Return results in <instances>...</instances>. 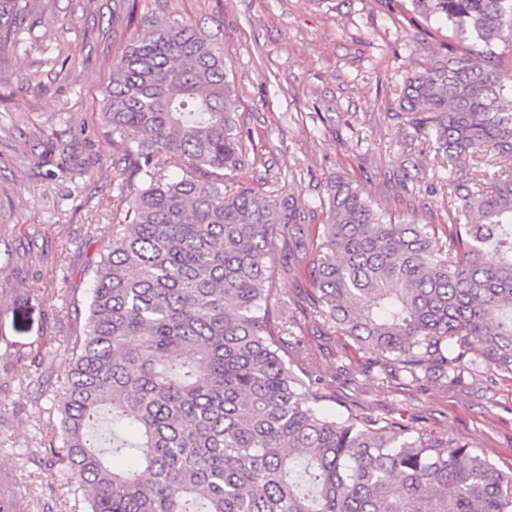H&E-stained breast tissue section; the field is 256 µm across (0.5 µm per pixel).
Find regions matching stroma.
Masks as SVG:
<instances>
[{
	"mask_svg": "<svg viewBox=\"0 0 512 512\" xmlns=\"http://www.w3.org/2000/svg\"><path fill=\"white\" fill-rule=\"evenodd\" d=\"M137 21L114 25L109 0H48L37 17L45 50L68 56L65 71L39 74L25 87L35 55L0 58V423L27 454L1 455L15 474L13 491L27 512H73L50 490L40 439L64 385L71 337L81 335L92 262L112 240L120 151L98 112L109 64L142 19L186 21L221 49L235 82L231 109L252 150L227 192L284 191L316 197L327 182L360 185L393 216L418 224L448 221V188L416 177L435 149L413 139L400 113L406 77L425 69L448 40L447 27L411 20L402 0H138ZM83 131L77 153L91 171L71 179L46 136ZM409 150L408 163L399 153ZM277 294L295 319L296 345L315 377L351 407L415 429L469 441L500 469H512V381L467 374L457 383L432 378L419 387L385 383L367 355L305 311L308 279H280ZM50 350L38 371L10 365L6 345Z\"/></svg>",
	"mask_w": 512,
	"mask_h": 512,
	"instance_id": "1",
	"label": "stroma"
}]
</instances>
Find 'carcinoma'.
I'll list each match as a JSON object with an SVG mask.
<instances>
[{"mask_svg": "<svg viewBox=\"0 0 512 512\" xmlns=\"http://www.w3.org/2000/svg\"><path fill=\"white\" fill-rule=\"evenodd\" d=\"M38 0H0V54L40 41ZM451 32L407 78L401 108L447 172L450 223L397 222L338 179L313 200L224 193L250 135L234 81L193 26L152 22L114 56L100 108L140 187L118 186L92 271L86 332L43 436L53 480L82 512H512V471L460 438L351 409L294 370L273 284L308 278L313 317L384 378L512 380V0H408ZM180 155L185 177L158 175ZM497 162L477 176L466 157ZM0 512H25L3 493ZM155 167L168 180H176L182 176L185 163L177 155L163 153L155 157Z\"/></svg>", "mask_w": 512, "mask_h": 512, "instance_id": "1", "label": "carcinoma"}]
</instances>
